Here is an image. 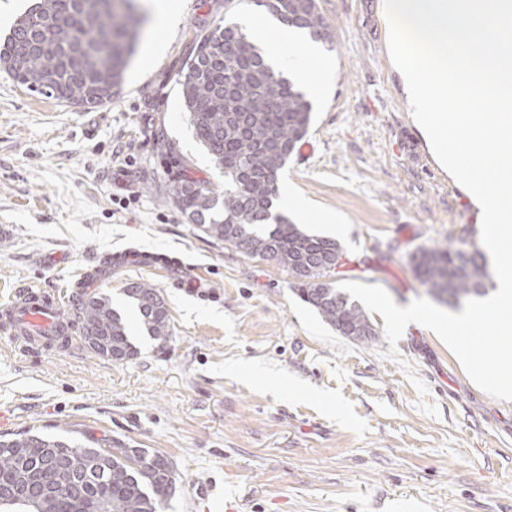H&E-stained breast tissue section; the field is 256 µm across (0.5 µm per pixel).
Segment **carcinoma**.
Wrapping results in <instances>:
<instances>
[{
    "label": "carcinoma",
    "instance_id": "carcinoma-1",
    "mask_svg": "<svg viewBox=\"0 0 512 512\" xmlns=\"http://www.w3.org/2000/svg\"><path fill=\"white\" fill-rule=\"evenodd\" d=\"M254 5L316 42H331V26L317 0H227ZM146 22L137 0H38L0 45V69L17 82L70 105L112 101ZM195 138L224 169V193L185 174L168 188L171 201L197 236L234 247L288 271L297 296L340 336L369 342L376 332L362 306L332 280L344 256L339 241L272 215L278 173L309 131L306 95L266 61L235 25L217 24L197 40L178 80ZM413 273L436 300L459 307L485 295L484 254L466 243L422 249ZM122 294L141 329L164 342L170 318L160 292L128 281ZM82 336H100L92 352L113 362L137 355L124 315L104 293H82ZM64 457L86 495L58 493L46 512H158L176 488L172 462L146 448L109 438L0 435V481L26 485L50 455Z\"/></svg>",
    "mask_w": 512,
    "mask_h": 512
}]
</instances>
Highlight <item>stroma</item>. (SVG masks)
Listing matches in <instances>:
<instances>
[{
  "instance_id": "1",
  "label": "stroma",
  "mask_w": 512,
  "mask_h": 512,
  "mask_svg": "<svg viewBox=\"0 0 512 512\" xmlns=\"http://www.w3.org/2000/svg\"><path fill=\"white\" fill-rule=\"evenodd\" d=\"M150 21L111 102L87 109L33 92L0 70V306L34 283L66 290L133 249L170 256V272L131 265L97 292L161 290L165 343L126 317L138 355L88 349L33 357L0 333V434L91 433L166 455L176 491L159 512H512V402L479 389L429 329L338 336L273 262L197 237L170 202L169 158L224 188L200 146L178 72L197 35L234 22L224 0H169ZM332 28L313 71V121L279 175L313 212L288 219L337 236L336 283L382 287L398 306L425 297L412 271L423 248L480 245L478 210L435 158L387 52L380 0H318ZM428 387L419 394L402 361Z\"/></svg>"
}]
</instances>
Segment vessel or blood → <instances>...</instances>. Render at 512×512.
I'll return each mask as SVG.
<instances>
[{
    "mask_svg": "<svg viewBox=\"0 0 512 512\" xmlns=\"http://www.w3.org/2000/svg\"><path fill=\"white\" fill-rule=\"evenodd\" d=\"M60 295L36 285L18 289L0 306V332L8 334L28 353H47L76 343L73 323L61 314Z\"/></svg>",
    "mask_w": 512,
    "mask_h": 512,
    "instance_id": "1",
    "label": "vessel or blood"
}]
</instances>
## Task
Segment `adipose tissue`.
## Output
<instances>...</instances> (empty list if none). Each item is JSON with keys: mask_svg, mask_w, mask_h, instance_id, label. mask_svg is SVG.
<instances>
[{"mask_svg": "<svg viewBox=\"0 0 512 512\" xmlns=\"http://www.w3.org/2000/svg\"><path fill=\"white\" fill-rule=\"evenodd\" d=\"M240 26L243 32L257 41H265L273 34L280 41L294 46L295 51L292 54L271 49L268 50L267 56L276 70L292 75L297 84L308 83L312 70L323 64V56L316 46L306 42L303 35L294 29L278 27L269 19L248 14L241 17Z\"/></svg>", "mask_w": 512, "mask_h": 512, "instance_id": "ef3b65f1", "label": "adipose tissue"}]
</instances>
